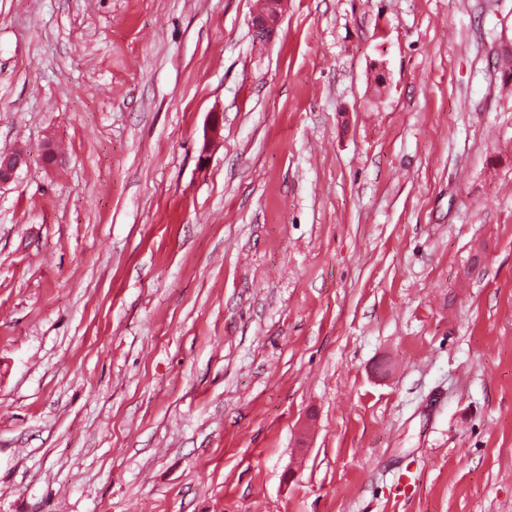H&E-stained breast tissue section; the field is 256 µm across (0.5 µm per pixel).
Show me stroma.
I'll return each instance as SVG.
<instances>
[{"label": "stroma", "mask_w": 512, "mask_h": 512, "mask_svg": "<svg viewBox=\"0 0 512 512\" xmlns=\"http://www.w3.org/2000/svg\"><path fill=\"white\" fill-rule=\"evenodd\" d=\"M255 7L0 0V512H512V0ZM286 1L288 0H261V9L252 19L258 37H267L279 25ZM28 161L29 155L23 149L0 151V188L16 181Z\"/></svg>", "instance_id": "1"}]
</instances>
